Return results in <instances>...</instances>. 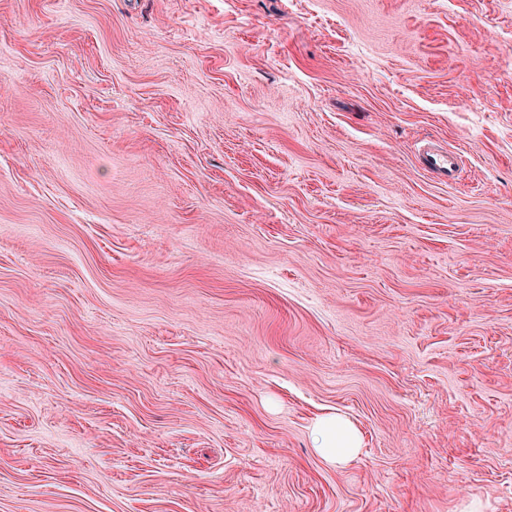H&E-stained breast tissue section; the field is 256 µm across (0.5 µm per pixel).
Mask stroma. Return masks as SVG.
<instances>
[{
  "mask_svg": "<svg viewBox=\"0 0 512 512\" xmlns=\"http://www.w3.org/2000/svg\"><path fill=\"white\" fill-rule=\"evenodd\" d=\"M510 57L512 0H0V512H512ZM421 161L430 173L448 180L456 178L460 156L455 151L428 147L422 150ZM314 448L328 464L341 466L354 459L361 448V438L347 419L327 414L316 418L312 425Z\"/></svg>",
  "mask_w": 512,
  "mask_h": 512,
  "instance_id": "1",
  "label": "stroma"
}]
</instances>
